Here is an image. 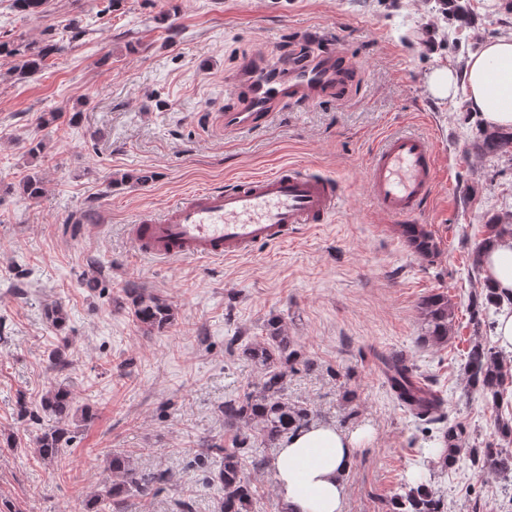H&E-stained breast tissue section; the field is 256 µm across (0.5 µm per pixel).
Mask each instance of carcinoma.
Segmentation results:
<instances>
[{
  "mask_svg": "<svg viewBox=\"0 0 512 512\" xmlns=\"http://www.w3.org/2000/svg\"><path fill=\"white\" fill-rule=\"evenodd\" d=\"M47 0H12L14 10L23 17H38L44 12ZM439 9L447 21H456L459 16L468 13L466 6L458 0H439ZM65 49L62 41L52 37L40 42H31L20 46L10 41L0 40V57L18 58L11 71L24 79L38 75L53 65L54 58ZM473 149L490 156H506L512 153V132L477 128ZM23 195L34 200L43 192V180L34 173L27 176L22 185ZM486 237L480 243L485 247L505 232L504 223L495 217L485 223ZM406 238L411 247L422 256H430L435 251V243L430 234L417 225L406 228ZM125 293L130 299L133 315L139 327L146 334L161 332L173 321L171 306L159 296L152 294L135 282L126 285ZM501 298L488 284H483L479 295L469 304L471 319L481 322V316L489 307L498 308ZM425 320L423 339L435 345L448 342V334L454 318V307L443 294H432L421 303ZM242 357L261 370V383L258 391L244 394L242 397L224 401L222 413L224 423L238 428L256 427L264 442L272 445L290 433L310 423V410L298 401L286 397L288 372L303 364L300 352L294 348L293 340L288 336L284 324L279 318H271L266 324V336L260 341L243 347ZM390 389L407 411L415 418L428 422L445 420L440 413L442 399L433 400L429 393L415 382L414 368L406 357L393 354L384 360ZM465 374L468 387L491 398L495 409L503 404L505 375L502 357L498 350L487 346L481 340L471 346ZM21 416L32 425H40L41 414L50 413L55 417V425L43 428L35 439L36 452L44 461H53L70 443L69 423L76 415L71 392L64 387L49 390L36 405L20 403ZM251 436L242 434L236 438V447L226 449L212 444L217 459L213 460L214 477L211 483L216 486L219 498L218 512H250L254 491L245 472V465L254 469L265 466L264 456L250 447ZM429 454L438 457L446 466H452L461 456L466 455L481 470L496 476H512V450L509 448L464 447L463 430L456 424H448L440 429V434L432 440ZM107 467L111 474L121 478L119 483L107 485L100 497L91 500L86 512H101L105 508L117 505L119 498L132 491L147 497L165 482L163 473H143L137 471L131 462V456L125 452L114 451L107 458ZM428 473L419 468L404 478L401 492L391 498V512H447L443 496L430 488Z\"/></svg>",
  "mask_w": 512,
  "mask_h": 512,
  "instance_id": "carcinoma-1",
  "label": "carcinoma"
}]
</instances>
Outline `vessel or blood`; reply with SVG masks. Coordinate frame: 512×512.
<instances>
[{
  "label": "vessel or blood",
  "instance_id": "1",
  "mask_svg": "<svg viewBox=\"0 0 512 512\" xmlns=\"http://www.w3.org/2000/svg\"><path fill=\"white\" fill-rule=\"evenodd\" d=\"M357 70L331 48L307 55L285 73L244 59L239 79L245 102L242 109L225 113L224 124L233 130L261 125L277 106L343 90ZM436 174L430 141L399 132L374 153L367 188L380 214L409 219L427 207ZM343 195L336 179L290 165L186 193L160 212L140 215L128 235L140 253L159 261L229 260L328 223Z\"/></svg>",
  "mask_w": 512,
  "mask_h": 512
}]
</instances>
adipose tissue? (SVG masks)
Returning <instances> with one entry per match:
<instances>
[{
    "instance_id": "adipose-tissue-1",
    "label": "adipose tissue",
    "mask_w": 512,
    "mask_h": 512,
    "mask_svg": "<svg viewBox=\"0 0 512 512\" xmlns=\"http://www.w3.org/2000/svg\"><path fill=\"white\" fill-rule=\"evenodd\" d=\"M467 87V108L484 127L512 130V37L486 40L471 53L463 70L439 67L427 85L441 99H455ZM492 288L512 293V235L499 237L479 254ZM363 439L334 425L312 423L288 436L271 461V477L284 512H342L347 475Z\"/></svg>"
}]
</instances>
